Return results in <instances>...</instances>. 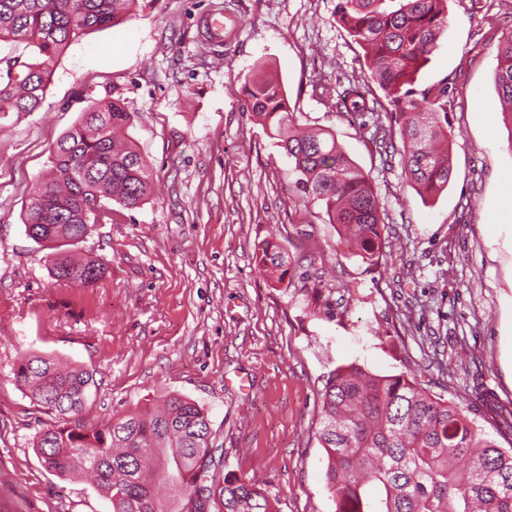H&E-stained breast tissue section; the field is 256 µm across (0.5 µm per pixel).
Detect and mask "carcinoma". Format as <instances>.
Returning <instances> with one entry per match:
<instances>
[{
	"mask_svg": "<svg viewBox=\"0 0 512 512\" xmlns=\"http://www.w3.org/2000/svg\"><path fill=\"white\" fill-rule=\"evenodd\" d=\"M139 0H0V42L22 43L30 56L0 55V112H34L69 43L93 28L122 23ZM336 21L363 49L369 85L349 82L340 96L358 119L372 113L374 139L399 140L406 182L424 200L448 188V82L421 90L415 77L448 24V0H336ZM496 87L503 121L512 127V35L500 47ZM252 116L294 162L296 185L325 206L340 241L365 263L384 247L379 201L369 174L334 134H305L292 124L288 96L267 64L245 82ZM391 115L384 125L380 112ZM131 113L114 99L88 106L57 141L46 178L23 210L26 235L49 246L56 280L91 285L105 273L98 260L74 259L66 247L88 233L84 207L96 200L140 207L151 189L148 161L130 140ZM258 266L282 281L289 255L266 241ZM36 403L61 416L38 431L33 446L44 468L61 477L90 475L112 512H277L264 488L220 470L208 413L177 394L151 411H132L88 430L79 414L90 372L53 357L33 356L14 370ZM319 440L335 512H512V446L485 436L476 418L405 374L374 375L355 365L332 370L321 393ZM169 496L158 497V487Z\"/></svg>",
	"mask_w": 512,
	"mask_h": 512,
	"instance_id": "1",
	"label": "carcinoma"
}]
</instances>
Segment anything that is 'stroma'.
Wrapping results in <instances>:
<instances>
[{"mask_svg":"<svg viewBox=\"0 0 512 512\" xmlns=\"http://www.w3.org/2000/svg\"><path fill=\"white\" fill-rule=\"evenodd\" d=\"M236 16L223 48L200 36L212 6ZM336 0H141L117 26L72 40L34 112H0V512H112L82 477L48 472L33 447L54 422L12 369L35 355L93 375L80 423L153 408L174 393L203 406L224 473L252 480L279 512H335L317 431L337 366L408 374L512 444V135L495 70L512 0H448V26L415 82L448 83L453 176L425 201L399 155L339 95L362 50ZM297 123L332 132L369 173L385 247L368 265L340 245L324 207L304 204L294 163L242 91L262 62ZM122 100L152 167L141 207L113 205L74 253L105 275L50 277L21 221L57 140L96 101ZM276 239L292 263L269 281L255 255Z\"/></svg>","mask_w":512,"mask_h":512,"instance_id":"stroma-1","label":"stroma"}]
</instances>
